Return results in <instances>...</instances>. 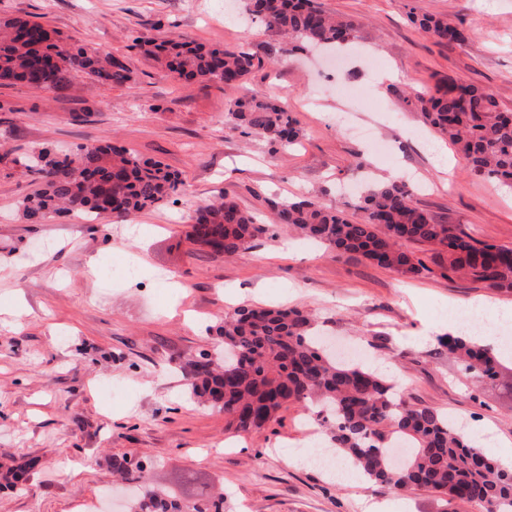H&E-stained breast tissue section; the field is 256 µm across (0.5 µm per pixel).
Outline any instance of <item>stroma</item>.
Returning a JSON list of instances; mask_svg holds the SVG:
<instances>
[{
  "instance_id": "obj_1",
  "label": "stroma",
  "mask_w": 512,
  "mask_h": 512,
  "mask_svg": "<svg viewBox=\"0 0 512 512\" xmlns=\"http://www.w3.org/2000/svg\"><path fill=\"white\" fill-rule=\"evenodd\" d=\"M358 24L366 52L348 59L356 91L317 54L297 50L255 70L238 90L185 82L146 58L154 38L262 53L274 32L224 0H0V19L45 23L68 43L119 58L133 81L118 87L82 76L62 90L0 85V463L32 461L28 482L0 489V512H103L114 480L110 459L141 452L155 460L151 482L178 499L224 489V512H365L367 499L392 512H445L426 492L396 494L372 482L331 481L315 467L288 463L316 437L307 409H283L257 432L225 431L224 415L191 398L180 356L213 349L215 329L241 306L284 305L313 313L317 327L375 364L414 404L491 431L487 450L512 451V360L493 386H475L449 361L440 336L456 332L471 301L512 305V292L443 276L428 245L411 250L428 272L407 279L356 255L310 243L289 226L227 258L186 238L196 205L233 198L259 223L267 199L312 197L359 221L356 198L341 188L412 180L414 201L436 222L512 247V194L470 173L454 148L407 106L452 78L491 89L512 111V0H321ZM463 23L466 44H435L409 10ZM391 81L378 83L380 71ZM278 98L299 120V139L272 151L258 135L225 121L230 99ZM371 124L389 149L371 151L338 119ZM107 140L181 174L184 191L130 219L134 235L104 215L91 224L61 215L27 223L20 208L35 185L21 164L35 150H73ZM453 173H444V165ZM140 265L123 277L126 262ZM111 269L112 279L99 273ZM119 391L105 398L100 388Z\"/></svg>"
}]
</instances>
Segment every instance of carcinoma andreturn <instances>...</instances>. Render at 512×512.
Wrapping results in <instances>:
<instances>
[{
    "label": "carcinoma",
    "instance_id": "1",
    "mask_svg": "<svg viewBox=\"0 0 512 512\" xmlns=\"http://www.w3.org/2000/svg\"><path fill=\"white\" fill-rule=\"evenodd\" d=\"M243 10L281 37L269 43V58L305 47L335 51L357 39V26L338 19L319 0H243ZM409 20L438 45L461 46L469 32L446 16L409 11ZM143 54L185 80L218 81L235 88L262 58L242 49L213 48L169 39L138 42ZM80 75L124 86L130 70L111 56L86 47L60 44L39 22L0 20V84L24 83L34 89L61 88ZM432 131L447 140L473 174L512 189V112H505L489 89L447 81L434 95L405 97ZM227 117L243 134L266 139L272 149L294 145L299 122L288 108L259 93L229 100ZM24 167L38 188L22 201L30 224L52 214L109 213L124 220L155 208L184 185L180 175L159 161L142 159L108 141L66 153L48 148L30 156ZM272 223L287 224L336 251L359 255L399 276L414 278L429 270L406 249L408 243L433 247L442 272L497 291H512V248L480 241L439 224L413 201L411 189L392 182L368 186L350 221L340 208L309 198L268 200ZM269 225L258 224L226 197L194 210L189 242L230 257L246 249ZM312 315L297 307L243 306L224 317L217 335L221 347L183 357L190 394L224 413L227 427L250 433L275 420L290 405L325 413L320 419L331 449L351 460L365 478L395 492L425 491L464 512H512V469L473 449L458 422L436 409L410 403L394 383L368 363L347 361L315 334ZM438 344L472 382L493 385L501 360L490 347L464 333L442 336ZM34 464L0 468V480H27ZM150 457L112 458V472L134 485L126 512H224V494H204L185 503L143 481Z\"/></svg>",
    "mask_w": 512,
    "mask_h": 512
}]
</instances>
